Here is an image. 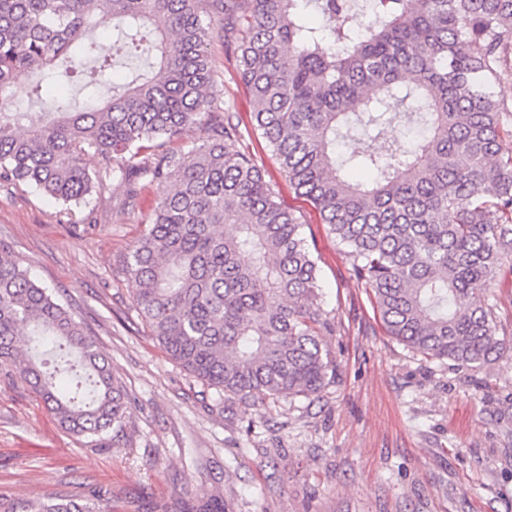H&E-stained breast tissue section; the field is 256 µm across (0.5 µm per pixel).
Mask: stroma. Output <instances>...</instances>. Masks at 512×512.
<instances>
[{
    "label": "stroma",
    "instance_id": "1",
    "mask_svg": "<svg viewBox=\"0 0 512 512\" xmlns=\"http://www.w3.org/2000/svg\"><path fill=\"white\" fill-rule=\"evenodd\" d=\"M207 50L255 162L303 226L335 330L336 379L271 410L224 411L154 342L133 307L123 257L149 223L157 187L133 206L116 181L74 217L34 188L0 180V242L83 319L130 403L119 447L60 427L0 365V501L102 489L112 512H179L219 499L226 512H512V254L487 290L507 348L482 370L423 357L388 336L346 249L290 187L260 130L214 20Z\"/></svg>",
    "mask_w": 512,
    "mask_h": 512
}]
</instances>
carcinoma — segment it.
<instances>
[{
	"label": "carcinoma",
	"mask_w": 512,
	"mask_h": 512,
	"mask_svg": "<svg viewBox=\"0 0 512 512\" xmlns=\"http://www.w3.org/2000/svg\"><path fill=\"white\" fill-rule=\"evenodd\" d=\"M0 0V179L65 205L100 181L158 186L151 224L125 259L134 304L170 359L216 404L265 406L317 397L336 364L323 337L316 263L243 146L206 51L213 18L251 93L252 118L295 191L348 249L388 333L418 353L475 370L504 351L486 288L512 250V0ZM314 5L323 25L309 23ZM115 49L87 39L107 22ZM148 71L82 111L70 95L49 112L6 111L14 75L56 68L63 86L101 82L112 52ZM204 120L203 143L165 150ZM428 135L402 143L395 125ZM373 131V153L336 143ZM27 337L26 347L18 339ZM0 362L69 433L119 444L129 401L83 320L0 245ZM101 495L47 496L3 512H102Z\"/></svg>",
	"instance_id": "1"
}]
</instances>
